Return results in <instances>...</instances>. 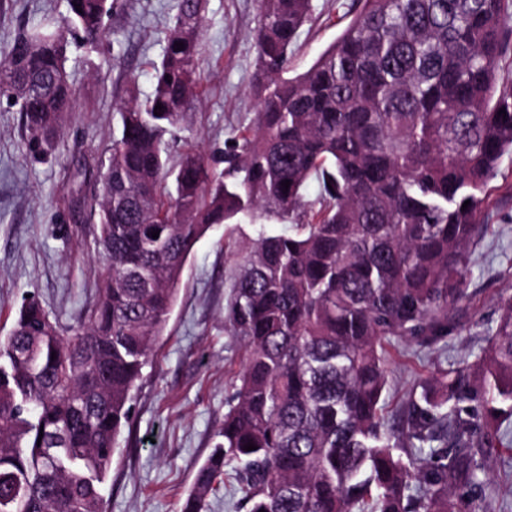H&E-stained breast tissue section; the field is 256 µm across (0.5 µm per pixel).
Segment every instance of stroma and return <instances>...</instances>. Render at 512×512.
Listing matches in <instances>:
<instances>
[{"mask_svg": "<svg viewBox=\"0 0 512 512\" xmlns=\"http://www.w3.org/2000/svg\"><path fill=\"white\" fill-rule=\"evenodd\" d=\"M354 0H313L290 71H306L348 22ZM177 0H125L106 20L98 48L74 35L65 63L76 110L51 149L29 144L20 112L0 98V338L32 295L61 326L75 324L97 296L107 261L97 226L83 205L97 189L96 169L112 142L113 105L137 76L141 95L153 90L152 64L165 45L166 21ZM66 0H0V52L19 29L61 19ZM259 0H208L202 30L199 101L177 146L197 148L215 170L224 148L252 125L257 64L252 39ZM121 52H114L113 43ZM484 230L467 266L471 296L441 358L474 357L480 336L494 325L499 301L512 292V155L504 156L486 187ZM249 224H217L195 244L179 282L164 336L154 347L133 400L130 431L103 487L105 512H180L196 470L224 423V398L243 351L224 329L226 270ZM389 408L428 377L432 364L413 343L391 352Z\"/></svg>", "mask_w": 512, "mask_h": 512, "instance_id": "obj_1", "label": "stroma"}]
</instances>
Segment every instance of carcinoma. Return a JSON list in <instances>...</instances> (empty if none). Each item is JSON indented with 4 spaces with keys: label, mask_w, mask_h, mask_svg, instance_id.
Instances as JSON below:
<instances>
[{
    "label": "carcinoma",
    "mask_w": 512,
    "mask_h": 512,
    "mask_svg": "<svg viewBox=\"0 0 512 512\" xmlns=\"http://www.w3.org/2000/svg\"><path fill=\"white\" fill-rule=\"evenodd\" d=\"M119 2L67 0L60 23L0 59V97L31 141L50 145L71 116L70 33L98 43ZM356 2L289 77L312 0H261L257 112L217 176L190 145L171 157L199 97L207 5L177 0L153 91L142 100L129 81L97 171L90 216L109 266L96 303L63 329L28 298L0 342V512H103L188 256L211 226L258 217L289 228L259 225L235 262L224 327L244 362L180 512H210L226 477L246 512H485L487 455L512 447V294L474 360L437 364L384 410L392 343L432 352L458 331L485 189L512 154L497 72L512 0Z\"/></svg>",
    "instance_id": "carcinoma-1"
}]
</instances>
